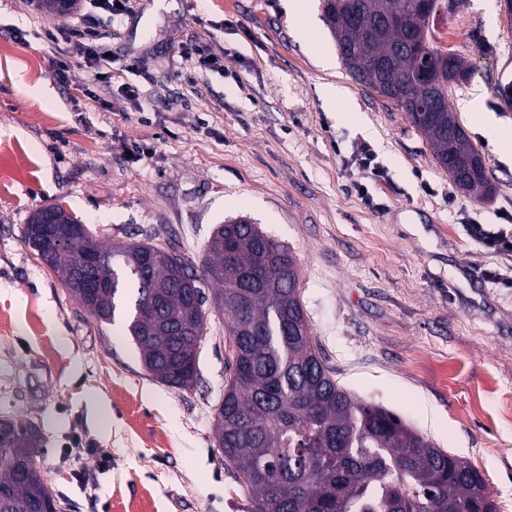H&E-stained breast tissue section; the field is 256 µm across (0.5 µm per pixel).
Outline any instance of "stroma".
<instances>
[{
	"mask_svg": "<svg viewBox=\"0 0 512 512\" xmlns=\"http://www.w3.org/2000/svg\"><path fill=\"white\" fill-rule=\"evenodd\" d=\"M284 3L131 0L102 25L88 0L58 16L0 0V416L38 428L63 512H252L213 433L229 375L213 303L195 385L170 388L145 370L124 314L97 321L23 241L32 215L60 204L100 242L147 238L198 272L217 225L244 217L290 247L337 381L465 457L512 512V258L464 231L512 226V158L476 127L484 114L512 132L496 91L512 83V19L502 0H454L430 31L470 71L448 103L484 157V196L457 189L406 113L347 74L320 0L303 22ZM74 25L137 71L113 70L104 90L63 35ZM198 44L218 69H193ZM327 83L351 106L326 107ZM364 145L382 177L360 169Z\"/></svg>",
	"mask_w": 512,
	"mask_h": 512,
	"instance_id": "35a3bbf8",
	"label": "stroma"
}]
</instances>
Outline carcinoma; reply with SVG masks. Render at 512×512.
<instances>
[{
  "instance_id": "carcinoma-1",
  "label": "carcinoma",
  "mask_w": 512,
  "mask_h": 512,
  "mask_svg": "<svg viewBox=\"0 0 512 512\" xmlns=\"http://www.w3.org/2000/svg\"><path fill=\"white\" fill-rule=\"evenodd\" d=\"M51 15L76 0H39ZM322 0L345 70L388 93L465 191H491L481 154L458 126L448 87L468 69L433 45L429 27L448 0ZM24 241L84 308L111 322L120 297L147 371L191 387L205 329L201 281L232 341L214 433L224 460L251 490L254 512H497L481 474L436 447L392 411L358 401L333 378L312 342L288 246L243 219L220 224L206 245L204 278L176 250L109 247L61 205L38 210ZM41 437L0 419V512H52L57 500L34 466Z\"/></svg>"
}]
</instances>
